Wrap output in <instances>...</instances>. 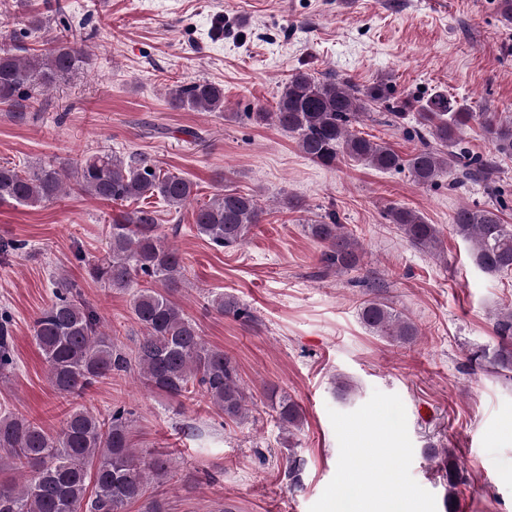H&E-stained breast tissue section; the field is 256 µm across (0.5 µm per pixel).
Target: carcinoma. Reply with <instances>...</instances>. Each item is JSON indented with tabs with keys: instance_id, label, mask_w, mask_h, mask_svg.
<instances>
[{
	"instance_id": "obj_1",
	"label": "carcinoma",
	"mask_w": 512,
	"mask_h": 512,
	"mask_svg": "<svg viewBox=\"0 0 512 512\" xmlns=\"http://www.w3.org/2000/svg\"><path fill=\"white\" fill-rule=\"evenodd\" d=\"M4 6L24 11L25 33L41 31L50 23L58 28L44 52L23 56V47L0 51V104L23 107L38 102L37 94L82 66L81 27L69 20L68 5L55 0L53 16L28 8L27 0H4ZM381 105L388 122L403 128L415 124L421 147L408 159L386 142L359 136L351 126L365 116L366 106ZM174 108L204 112L224 111V86L207 80L179 85L172 91ZM257 124H273L290 133L300 152L325 167L347 155L382 172L405 168L413 181L433 185L448 177L458 183H496L495 161L470 153L462 146V132L474 119L498 156L512 157V120L502 121L487 113L477 114L443 94L416 107L394 96L384 79L363 88L345 78H317L297 70L286 79L274 112H248ZM91 198L121 204L156 197L180 211L191 202L193 183L176 174L163 173L144 155L118 156L98 151L69 172L52 162L38 161L19 169L0 165V203L36 207L50 201L66 187ZM262 208L251 194L229 187L194 210L197 235L220 248L243 244L261 222ZM415 248H437L439 230L418 212L396 204L385 210ZM455 233L471 244L476 266L495 276L512 271V224L504 223L495 205H463L454 215ZM305 232L322 244L320 263L326 270L361 269L363 254L353 233L336 218H320L304 225ZM108 250L101 257L77 256L88 264L92 277L107 288L131 292V312L142 329L135 349L127 353L100 330L97 313L81 298L78 285L62 282L52 303L41 310L33 325V337L48 368V379L62 395L77 399L94 384L139 369L145 385L174 399L203 396L230 420L248 417L250 396L238 369L224 351L210 347L199 325L173 300L185 283V268L178 251L168 244L156 211L140 206L122 212L108 225ZM145 278L154 288L132 289L134 280ZM217 311L249 321L251 314L233 296L211 300ZM361 324L375 336L410 344L419 328L403 311L394 308L377 289L359 306ZM498 342L469 355L472 367L504 379L512 378V307L496 318ZM12 323L0 313V379L12 373ZM272 409L280 427L295 428L302 409L287 393H272ZM132 411L117 407L102 417L79 404L72 407L58 432L0 410V461L8 460L16 477L0 482V512H128L138 503L140 512H166L165 503L147 495L149 485L168 474V461L136 454L131 441ZM448 486L445 512H458L454 489L460 473L452 461L444 465Z\"/></svg>"
}]
</instances>
